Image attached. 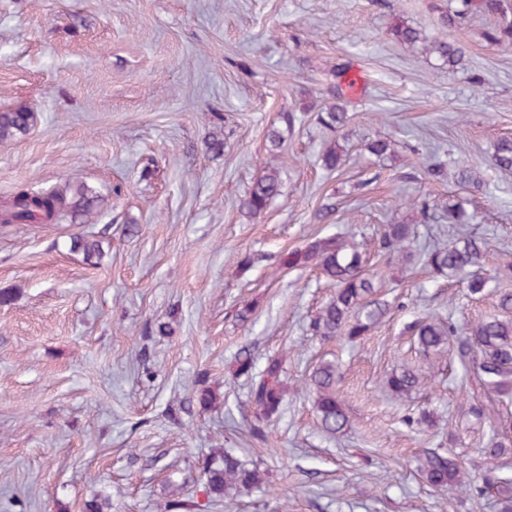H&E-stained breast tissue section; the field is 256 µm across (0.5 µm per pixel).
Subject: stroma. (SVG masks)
<instances>
[{"label": "stroma", "instance_id": "35a3bbf8", "mask_svg": "<svg viewBox=\"0 0 512 512\" xmlns=\"http://www.w3.org/2000/svg\"><path fill=\"white\" fill-rule=\"evenodd\" d=\"M459 0H0V111L35 114L0 141V212L15 193L81 182L100 204L90 221L0 223V512H85L94 495L112 512H498L489 479L512 476V453L489 463L495 436L512 438V398L488 395L454 352L425 355L406 331L437 314L469 327L502 316L512 292V171L490 164L512 138V51L490 46L493 17L471 7L459 27L439 22ZM403 23L463 46L456 69L398 42ZM358 73L344 94L345 127L318 113L337 68ZM294 121L281 126V113ZM285 139L271 157L266 135ZM224 140L213 155L211 135ZM386 139L378 164L364 149ZM346 163L323 167L330 141ZM281 192L265 214L240 203L267 163ZM438 165L442 175H430ZM473 168L480 185L458 178ZM434 204L422 223L421 200ZM485 243L483 293L377 255L383 225L413 224L425 248L457 220ZM326 204L334 213L319 220ZM355 234L390 311L355 341L325 340L309 324L334 292L318 270L289 271L281 253L318 237ZM75 235L101 257L72 250ZM251 307L250 322L236 313ZM286 358L288 403L266 441L248 429L250 379ZM336 360L349 428L326 435L306 382ZM413 368L424 388L384 387ZM210 387L218 403L195 400ZM483 408L482 418L471 407ZM428 412L427 424L411 417ZM232 448L264 471L259 487L209 502L203 469ZM459 456L472 497L438 491L417 471L423 450Z\"/></svg>", "mask_w": 512, "mask_h": 512}]
</instances>
